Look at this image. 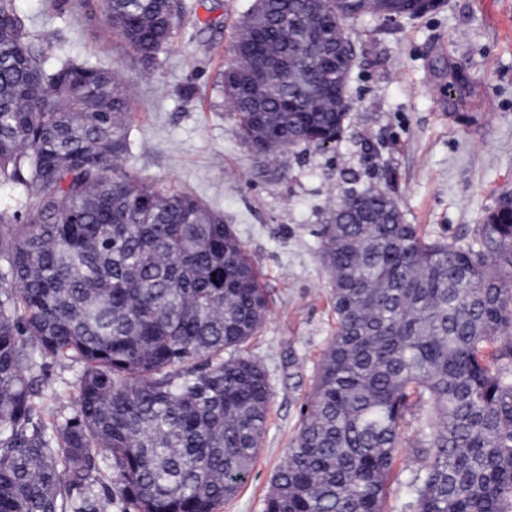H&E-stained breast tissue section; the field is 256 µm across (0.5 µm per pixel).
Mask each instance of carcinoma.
Listing matches in <instances>:
<instances>
[{
	"instance_id": "carcinoma-1",
	"label": "carcinoma",
	"mask_w": 512,
	"mask_h": 512,
	"mask_svg": "<svg viewBox=\"0 0 512 512\" xmlns=\"http://www.w3.org/2000/svg\"><path fill=\"white\" fill-rule=\"evenodd\" d=\"M421 0H254L218 77L235 135L277 158L338 142L349 21ZM181 0H103L149 68ZM0 0V512H219L266 431L265 367L242 353L270 296L224 215L123 169L132 97L110 67L52 61ZM266 70L253 87L248 70ZM336 329L264 512H384L416 411L413 512H512V209L465 248L423 238L396 200L341 196L319 230ZM77 367L69 394L38 374ZM111 482L103 493L104 478Z\"/></svg>"
}]
</instances>
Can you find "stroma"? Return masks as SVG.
Segmentation results:
<instances>
[{"label":"stroma","mask_w":512,"mask_h":512,"mask_svg":"<svg viewBox=\"0 0 512 512\" xmlns=\"http://www.w3.org/2000/svg\"><path fill=\"white\" fill-rule=\"evenodd\" d=\"M252 2L182 0L174 42L147 70L105 33L101 0H16L36 30L56 35L55 54L124 76L133 98L125 170L223 213L270 295L268 320L244 348L268 372L267 429L243 487L220 512H264L332 334L318 249L331 200L381 186L425 238L465 247L512 191V0H443L394 30L348 25L356 62L341 140L275 159L238 140L216 84ZM415 428L407 416L386 512H409Z\"/></svg>","instance_id":"35a3bbf8"}]
</instances>
